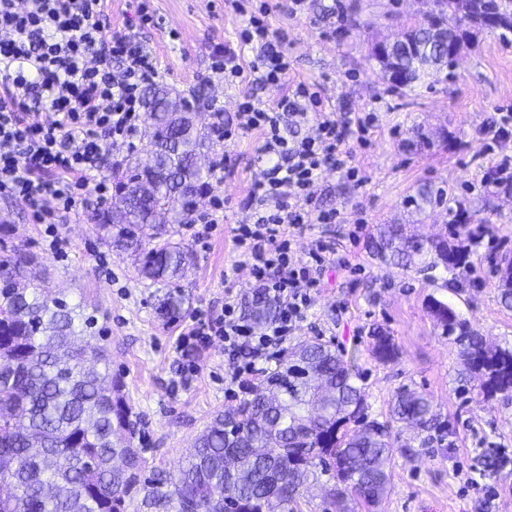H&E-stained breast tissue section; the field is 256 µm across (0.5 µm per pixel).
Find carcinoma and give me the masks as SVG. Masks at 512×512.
I'll return each mask as SVG.
<instances>
[{"label": "carcinoma", "instance_id": "carcinoma-1", "mask_svg": "<svg viewBox=\"0 0 512 512\" xmlns=\"http://www.w3.org/2000/svg\"><path fill=\"white\" fill-rule=\"evenodd\" d=\"M512 30V10L499 0H432L421 21L405 27L401 40L368 59L390 89L405 93L414 84L452 65L470 29ZM164 86L146 97L144 131L152 151L134 152L112 170L125 206L96 210L94 228L104 242L131 252L140 279L169 288L161 303L168 316L180 314L179 282L194 267L192 250L172 244L169 225L180 224L200 202L211 178L203 149L213 131L193 126L198 99L178 97L180 112ZM442 202L424 186L408 204L415 210ZM449 235L428 243L400 224L379 231L381 258L419 272L441 266L452 272L467 264L468 250L448 244ZM32 255L15 251L0 259V512H126L131 493L142 505L177 512H263L278 498L281 512H294L308 477L326 475L335 512L347 501L372 507L387 494L395 439L390 422H407L425 433L447 435L432 398L414 390L395 393L390 420L369 419L358 375L344 354L319 338L297 343L277 367L252 383L248 397L217 415L189 449L186 466L169 478H142L145 460L134 446L136 420L121 377L107 369V348L90 342L96 318L84 309L23 284ZM501 302L512 305V268L496 266ZM434 312L463 360L470 388L489 400L512 390V352L486 346L481 334L448 304ZM277 305L254 295L247 317L259 328L274 319ZM372 355L380 363L397 356L389 334L373 330Z\"/></svg>", "mask_w": 512, "mask_h": 512}]
</instances>
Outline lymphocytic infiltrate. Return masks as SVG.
I'll return each mask as SVG.
<instances>
[{
    "instance_id": "obj_1",
    "label": "lymphocytic infiltrate",
    "mask_w": 512,
    "mask_h": 512,
    "mask_svg": "<svg viewBox=\"0 0 512 512\" xmlns=\"http://www.w3.org/2000/svg\"><path fill=\"white\" fill-rule=\"evenodd\" d=\"M224 7L246 23L237 48L213 46L211 75L249 92L237 104L235 121L220 118L213 127L224 142L258 133V152L271 160L254 173L240 203L235 263L277 300L278 311L255 329L240 297L226 293L222 315L198 316L175 348L223 341L236 362L231 379L238 382L268 363L304 321L330 249L320 242L308 261L291 260L287 231L344 223L340 211L320 207L314 186L331 169L358 181L346 141L365 133L371 119L357 114L340 121L324 107L319 83L289 81L288 35L270 29L268 0H224ZM105 20L103 0H0V197L24 203L41 224L59 223L76 211L88 183L107 201L106 155L113 147L134 148L144 91L160 76L155 55L138 34L152 22L147 0L137 6L136 27L109 33ZM248 51L253 61H245ZM269 85L283 89L272 106L256 94ZM288 121L314 122L315 132L287 138L281 126Z\"/></svg>"
}]
</instances>
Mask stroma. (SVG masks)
<instances>
[{"mask_svg": "<svg viewBox=\"0 0 512 512\" xmlns=\"http://www.w3.org/2000/svg\"><path fill=\"white\" fill-rule=\"evenodd\" d=\"M355 5L356 24L337 34L336 2ZM159 27L142 36L156 54L161 81L171 92L202 90L209 102L236 110L237 89L210 80L214 44L233 47L242 20L224 0H151ZM416 0H307L303 13L271 11V29L288 33L290 76L317 81L326 105L342 117L376 115L368 145L350 142L353 162L365 181L326 172L315 191L343 224H310L294 237V258H306L315 241L332 248L313 294L307 319L289 344L320 337L344 350L363 384L368 414L388 416L402 387L430 394L451 430L448 440L423 443L416 430L395 424L399 448L393 489L376 512H512V392L483 402L460 380L458 350L437 325L430 299L450 305L489 345L512 350V308L497 288L495 263L512 257V190L486 184L489 136L483 130L498 113L512 111V30L475 33L447 77L429 79L400 95L389 90L367 59L371 43L418 20ZM259 136L243 135L214 146L231 158V171L214 191L224 199L223 221L209 238L193 240L185 225L172 227L171 242L187 244L197 265L181 283L186 298L175 318L158 310L164 289L144 287L127 254L98 237L91 216L99 202L87 186L78 215L56 225L67 246L52 254L44 225L34 223L21 202L0 198V256L16 249L37 255L28 277L52 295L82 304L97 319L110 367L138 419L148 479L176 473L197 435L212 418L235 406L246 392L229 382L231 370L219 341L183 355L174 340L202 312L220 311L226 291L250 299L256 285L247 269L235 268L231 229L242 218L258 166ZM443 192V204L418 213L406 199L421 185ZM460 206L472 225L495 231L469 242L465 267L426 276L383 262L373 243L384 224H403L429 237L444 231L449 207ZM364 218L362 232L353 219ZM393 337L397 357L382 364L372 356L373 328Z\"/></svg>", "mask_w": 512, "mask_h": 512, "instance_id": "35a3bbf8", "label": "stroma"}]
</instances>
